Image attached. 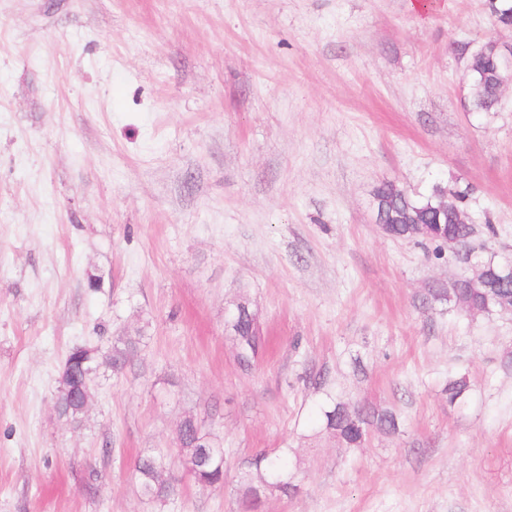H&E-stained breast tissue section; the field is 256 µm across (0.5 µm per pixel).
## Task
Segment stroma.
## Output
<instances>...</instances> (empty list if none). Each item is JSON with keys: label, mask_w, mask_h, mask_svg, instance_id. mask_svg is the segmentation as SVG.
<instances>
[{"label": "stroma", "mask_w": 512, "mask_h": 512, "mask_svg": "<svg viewBox=\"0 0 512 512\" xmlns=\"http://www.w3.org/2000/svg\"><path fill=\"white\" fill-rule=\"evenodd\" d=\"M428 2L0 0V512H239L240 472L281 449L294 488L260 512H512V315L422 306L464 265L376 222L382 182L463 190L512 257V78L468 111L455 50L512 27ZM241 303L266 339L249 368ZM76 346L102 363L72 421ZM332 402L400 430L347 446ZM188 418L223 486L188 473ZM154 451L164 503L135 471ZM169 463L161 453L140 456L135 464L142 494L149 499L167 501L174 493V486L165 477Z\"/></svg>", "instance_id": "stroma-1"}]
</instances>
